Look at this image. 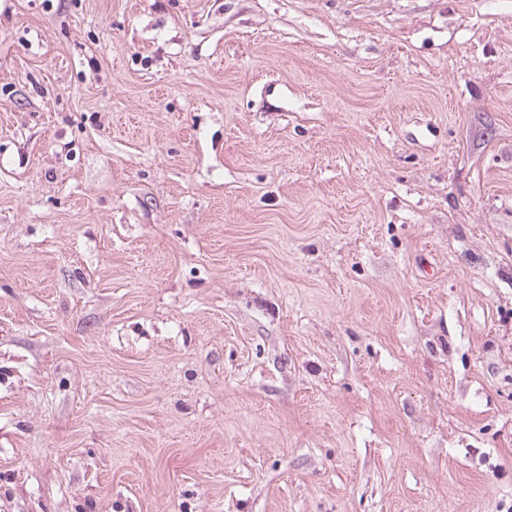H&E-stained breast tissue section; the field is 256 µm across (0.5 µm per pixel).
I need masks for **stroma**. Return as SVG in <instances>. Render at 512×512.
<instances>
[{
	"mask_svg": "<svg viewBox=\"0 0 512 512\" xmlns=\"http://www.w3.org/2000/svg\"><path fill=\"white\" fill-rule=\"evenodd\" d=\"M0 512H512V0H0Z\"/></svg>",
	"mask_w": 512,
	"mask_h": 512,
	"instance_id": "stroma-1",
	"label": "stroma"
}]
</instances>
